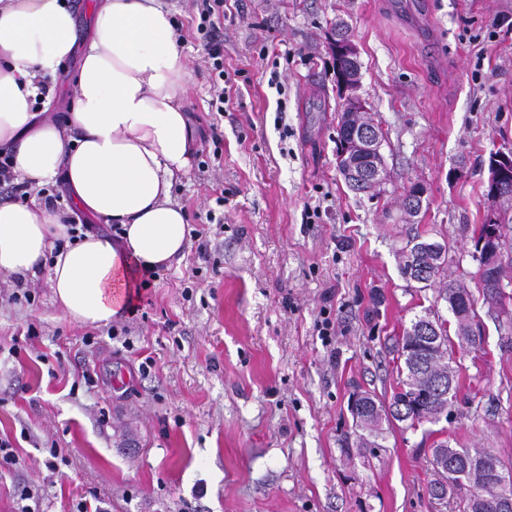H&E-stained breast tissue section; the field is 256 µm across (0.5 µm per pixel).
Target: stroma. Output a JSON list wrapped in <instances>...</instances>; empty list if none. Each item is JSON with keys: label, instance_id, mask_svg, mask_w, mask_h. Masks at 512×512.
Returning a JSON list of instances; mask_svg holds the SVG:
<instances>
[{"label": "stroma", "instance_id": "stroma-1", "mask_svg": "<svg viewBox=\"0 0 512 512\" xmlns=\"http://www.w3.org/2000/svg\"><path fill=\"white\" fill-rule=\"evenodd\" d=\"M165 3L190 72L197 149L172 189L189 245L102 327L62 317L47 268L16 302L0 273V438L17 456L0 467V512H458L431 491L437 443L512 470L504 318L477 301L483 345L456 353L457 398L438 421L383 423L361 448L351 402L389 403L403 325L450 316L437 288L402 274L408 240L447 244L444 280L477 288L489 153L512 144V0H224L220 113L196 2ZM340 21L384 135L374 198L336 166ZM80 59L48 75L42 118L64 123ZM415 183L426 194L408 224L401 192Z\"/></svg>", "mask_w": 512, "mask_h": 512}]
</instances>
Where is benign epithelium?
Segmentation results:
<instances>
[{
  "label": "benign epithelium",
  "instance_id": "7a95c632",
  "mask_svg": "<svg viewBox=\"0 0 512 512\" xmlns=\"http://www.w3.org/2000/svg\"><path fill=\"white\" fill-rule=\"evenodd\" d=\"M330 49L336 60H346L351 66L337 74V92L342 101L338 126L336 156L341 173L352 181L370 183L374 190L385 184L381 159L382 139L376 128L365 130L356 119L367 112L365 101L359 95L361 84L358 49L352 38L334 30L329 38ZM512 187V146L500 145L494 150L493 174L487 183L488 200L491 203L485 219L483 238L477 243L475 255L481 261V269H496L500 261L495 242L499 223L497 203L504 200L503 192Z\"/></svg>",
  "mask_w": 512,
  "mask_h": 512
}]
</instances>
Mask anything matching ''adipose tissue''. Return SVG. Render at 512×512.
I'll use <instances>...</instances> for the list:
<instances>
[{"label":"adipose tissue","mask_w":512,"mask_h":512,"mask_svg":"<svg viewBox=\"0 0 512 512\" xmlns=\"http://www.w3.org/2000/svg\"><path fill=\"white\" fill-rule=\"evenodd\" d=\"M77 50L67 126L36 122L39 80ZM188 78L163 0H101L82 48L66 0H0V148L16 183L64 177L80 211L120 228L116 239L72 241L39 197L0 203V272L26 277L64 239L49 269L53 297L72 321L105 326L129 309L142 273L183 257L188 217L171 192L195 148L181 103Z\"/></svg>","instance_id":"1"}]
</instances>
